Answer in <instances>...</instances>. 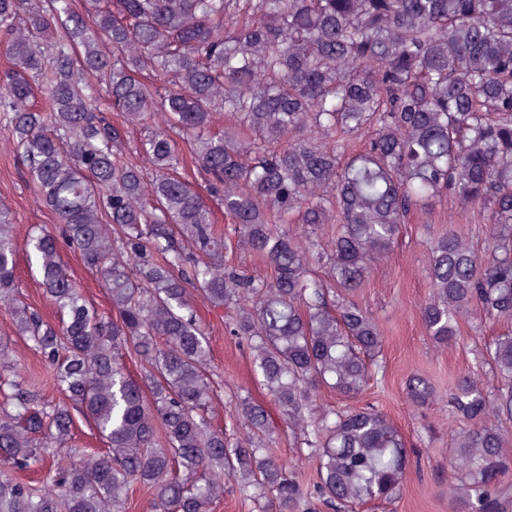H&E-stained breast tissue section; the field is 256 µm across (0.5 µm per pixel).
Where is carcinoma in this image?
Wrapping results in <instances>:
<instances>
[{"label":"carcinoma","instance_id":"cac0c4a2","mask_svg":"<svg viewBox=\"0 0 512 512\" xmlns=\"http://www.w3.org/2000/svg\"><path fill=\"white\" fill-rule=\"evenodd\" d=\"M0 48V149L27 167L110 304L85 299L37 227L27 245L60 320L13 303L17 241L0 219V302L66 397L31 388L0 349V462L46 467L33 484L0 476V512H125L137 488L154 512H213L227 484L261 512L394 501L411 464L399 429L369 403L315 416L311 392L370 389L383 336L355 292L437 200L482 209L489 244L480 254L454 231L432 242L429 336L512 322V0H0ZM217 112L234 124L215 128ZM213 202L267 277L224 260ZM193 291L232 311L225 327L307 448L294 462L272 454L270 414L249 395L235 404L245 431L213 424ZM480 358L497 386L462 375L450 393L472 423L448 434L451 489L462 512H505L512 331ZM407 391L419 406L435 397L421 375ZM76 412L106 448L54 467Z\"/></svg>","mask_w":512,"mask_h":512}]
</instances>
